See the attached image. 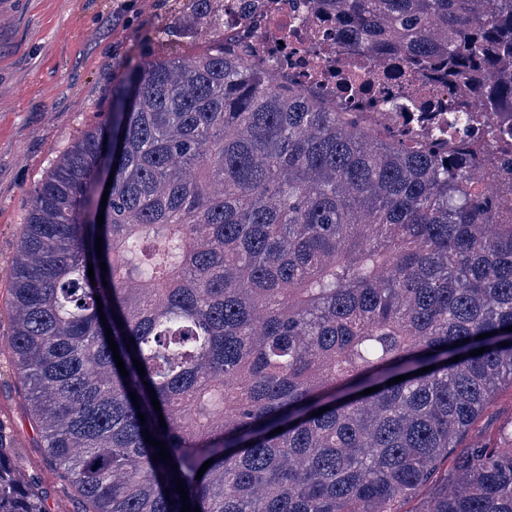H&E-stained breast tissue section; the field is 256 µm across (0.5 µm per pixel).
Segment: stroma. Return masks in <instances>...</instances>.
Masks as SVG:
<instances>
[{
	"mask_svg": "<svg viewBox=\"0 0 512 512\" xmlns=\"http://www.w3.org/2000/svg\"><path fill=\"white\" fill-rule=\"evenodd\" d=\"M168 0H0V289L25 216V201L55 156L112 109V82L137 57L185 52L146 32ZM0 420L13 426L20 464L41 475L50 512H80L46 470L21 386L0 355Z\"/></svg>",
	"mask_w": 512,
	"mask_h": 512,
	"instance_id": "stroma-1",
	"label": "stroma"
}]
</instances>
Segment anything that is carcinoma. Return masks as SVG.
<instances>
[{
  "instance_id": "1",
  "label": "carcinoma",
  "mask_w": 512,
  "mask_h": 512,
  "mask_svg": "<svg viewBox=\"0 0 512 512\" xmlns=\"http://www.w3.org/2000/svg\"><path fill=\"white\" fill-rule=\"evenodd\" d=\"M190 2L204 50L132 67L26 202L0 340L44 463L81 512H180L178 480L200 512H512V438L474 434L512 384V0H309L409 89H462L459 140L275 75ZM16 446L0 423V512H46Z\"/></svg>"
}]
</instances>
